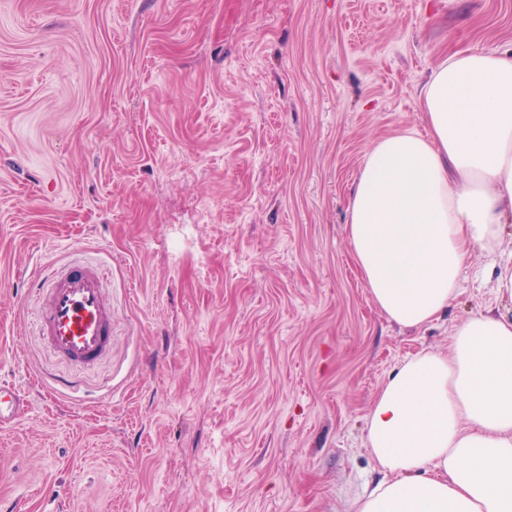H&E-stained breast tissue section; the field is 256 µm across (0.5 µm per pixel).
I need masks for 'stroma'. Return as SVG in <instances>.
<instances>
[{"instance_id":"1","label":"stroma","mask_w":512,"mask_h":512,"mask_svg":"<svg viewBox=\"0 0 512 512\" xmlns=\"http://www.w3.org/2000/svg\"><path fill=\"white\" fill-rule=\"evenodd\" d=\"M508 47L512 0H0V378L30 400L0 512H353L388 373L497 299L477 248L446 314L391 323L347 202L435 66ZM76 258L112 356L75 398L32 307Z\"/></svg>"}]
</instances>
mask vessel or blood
<instances>
[{
  "label": "vessel or blood",
  "mask_w": 512,
  "mask_h": 512,
  "mask_svg": "<svg viewBox=\"0 0 512 512\" xmlns=\"http://www.w3.org/2000/svg\"><path fill=\"white\" fill-rule=\"evenodd\" d=\"M35 321L45 347L59 361L88 372L112 349V307L105 276L95 265L54 270L41 283ZM27 402L13 385H0V426L14 423Z\"/></svg>",
  "instance_id": "vessel-or-blood-1"
}]
</instances>
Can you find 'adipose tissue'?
Segmentation results:
<instances>
[{
	"label": "adipose tissue",
	"instance_id": "ef3b65f1",
	"mask_svg": "<svg viewBox=\"0 0 512 512\" xmlns=\"http://www.w3.org/2000/svg\"><path fill=\"white\" fill-rule=\"evenodd\" d=\"M418 106L425 132L375 140L347 209L372 302L408 329L446 313L470 252L512 227V48L451 55ZM365 425L386 478L354 512H512V315L460 318L447 352L396 365Z\"/></svg>",
	"mask_w": 512,
	"mask_h": 512
}]
</instances>
